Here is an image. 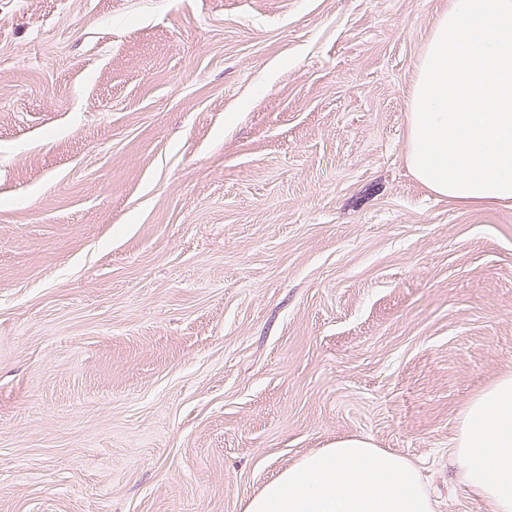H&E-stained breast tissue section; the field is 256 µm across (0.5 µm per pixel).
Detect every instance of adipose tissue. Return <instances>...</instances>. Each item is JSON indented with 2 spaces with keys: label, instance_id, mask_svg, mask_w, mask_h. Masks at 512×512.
I'll return each mask as SVG.
<instances>
[{
  "label": "adipose tissue",
  "instance_id": "adipose-tissue-1",
  "mask_svg": "<svg viewBox=\"0 0 512 512\" xmlns=\"http://www.w3.org/2000/svg\"><path fill=\"white\" fill-rule=\"evenodd\" d=\"M404 153L416 180L463 205L512 206V0H448L418 59ZM452 453L494 512H512V372L466 404ZM417 469L361 437L303 455L243 512H435Z\"/></svg>",
  "mask_w": 512,
  "mask_h": 512
}]
</instances>
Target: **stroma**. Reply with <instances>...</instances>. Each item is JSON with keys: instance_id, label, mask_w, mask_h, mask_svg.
Masks as SVG:
<instances>
[{"instance_id": "obj_1", "label": "stroma", "mask_w": 512, "mask_h": 512, "mask_svg": "<svg viewBox=\"0 0 512 512\" xmlns=\"http://www.w3.org/2000/svg\"><path fill=\"white\" fill-rule=\"evenodd\" d=\"M446 2L0 0V512H243L345 437L494 512L512 206L404 155ZM453 446L469 490L494 512H512V372L469 400Z\"/></svg>"}]
</instances>
